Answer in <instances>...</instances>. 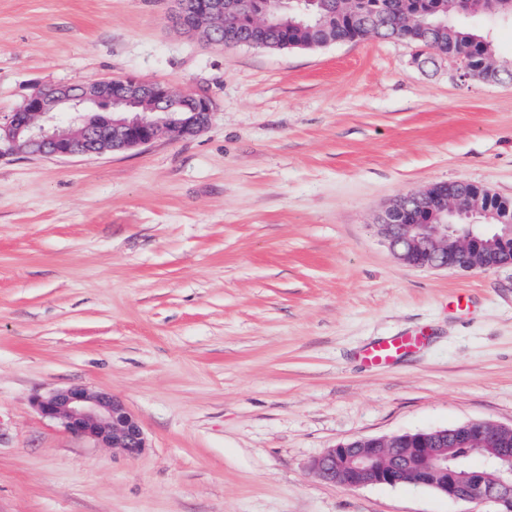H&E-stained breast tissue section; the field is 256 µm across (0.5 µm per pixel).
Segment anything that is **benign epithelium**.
<instances>
[{"mask_svg":"<svg viewBox=\"0 0 512 512\" xmlns=\"http://www.w3.org/2000/svg\"><path fill=\"white\" fill-rule=\"evenodd\" d=\"M179 27L211 43L224 39V16L245 9L266 14L265 0H171ZM183 95L135 76L81 85L39 86L0 124V142L15 152L77 157L133 150L159 135L194 136L209 124L213 106L192 96L188 112H176ZM381 233L404 264L416 268L485 272L512 266V217L485 211L478 199L439 183L398 197L380 215ZM39 413L70 434L135 457L146 448L138 418L120 398L74 386L34 398ZM512 427L471 421L452 431L429 430L326 448L312 470L334 486L360 488L411 483L453 502L493 501L512 512ZM485 453V468L456 463L460 451Z\"/></svg>","mask_w":512,"mask_h":512,"instance_id":"obj_1","label":"benign epithelium"}]
</instances>
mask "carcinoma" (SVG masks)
I'll return each instance as SVG.
<instances>
[{
	"label": "carcinoma",
	"instance_id": "obj_1",
	"mask_svg": "<svg viewBox=\"0 0 512 512\" xmlns=\"http://www.w3.org/2000/svg\"><path fill=\"white\" fill-rule=\"evenodd\" d=\"M268 8L270 26L265 32L252 28L253 18L246 11L227 17L224 46L235 47L249 37L272 50L319 47L365 36L398 37L436 56L464 60L473 79H512V64L496 60L490 34L462 22L465 14L459 0H315L304 10L269 0ZM478 8L494 20L512 15L503 0H478Z\"/></svg>",
	"mask_w": 512,
	"mask_h": 512
}]
</instances>
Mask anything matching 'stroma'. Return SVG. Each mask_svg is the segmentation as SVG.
<instances>
[{
	"label": "stroma",
	"instance_id": "1",
	"mask_svg": "<svg viewBox=\"0 0 512 512\" xmlns=\"http://www.w3.org/2000/svg\"><path fill=\"white\" fill-rule=\"evenodd\" d=\"M126 75L208 97V128L99 156L0 145V512H465L309 464L512 427V268L410 267L377 227L438 183L512 199V81L397 38L219 47L168 0H0L1 121L34 86ZM69 386L121 397L147 448L42 417L34 396ZM419 336H394L381 340L364 351V361L371 365H389L394 363L405 351L412 349Z\"/></svg>",
	"mask_w": 512,
	"mask_h": 512
}]
</instances>
